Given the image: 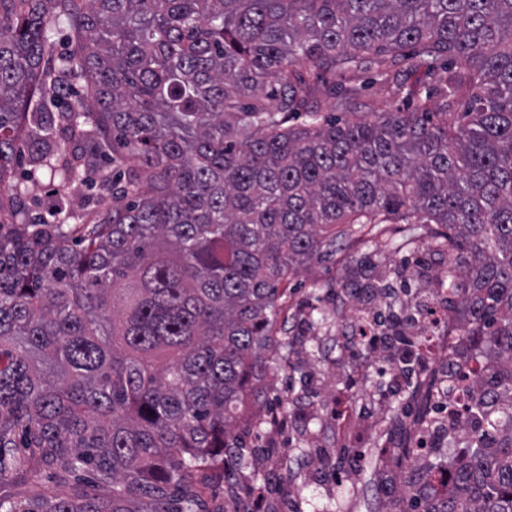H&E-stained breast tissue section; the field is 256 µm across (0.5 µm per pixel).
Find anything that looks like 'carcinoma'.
Segmentation results:
<instances>
[{"label":"carcinoma","instance_id":"cac0c4a2","mask_svg":"<svg viewBox=\"0 0 512 512\" xmlns=\"http://www.w3.org/2000/svg\"><path fill=\"white\" fill-rule=\"evenodd\" d=\"M384 53V81L422 70L396 88L414 109L322 115L327 76ZM79 78L83 124L26 111ZM57 118L112 129V174L63 154ZM20 127L57 192L112 207L29 223L0 197V512H216L205 492L240 454L237 409L261 398L280 285L355 224L445 229L466 335L497 344L485 385L512 393V0H0V188ZM353 294L399 303L378 281ZM470 421L460 495L409 512H512V409L480 394ZM85 471L112 495L5 493Z\"/></svg>","mask_w":512,"mask_h":512}]
</instances>
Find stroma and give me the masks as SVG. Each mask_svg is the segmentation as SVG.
I'll return each mask as SVG.
<instances>
[{"label":"stroma","instance_id":"1","mask_svg":"<svg viewBox=\"0 0 512 512\" xmlns=\"http://www.w3.org/2000/svg\"><path fill=\"white\" fill-rule=\"evenodd\" d=\"M415 75L394 74L393 85L379 81L375 68L353 75H339L337 86H362V100L371 112L406 108L404 94L396 85H410ZM20 191L17 204L30 216L55 223L54 204L86 213L96 202L86 187L72 185L65 199H58L56 185L42 174H31L27 160L10 165ZM443 230L429 225L407 240L402 225L386 224L381 230L353 241L323 262L300 266L281 300L275 360L262 372L267 394L247 400L237 418V432L244 447L239 460L229 465L228 482L209 489V497L224 512H250L256 493L275 500L279 512H401L405 496L399 495V470L381 465L379 447L393 438L403 416L422 414L411 392L395 397H376L357 403L355 421L363 427L380 422L384 439L363 443L352 450L350 441L336 437L334 412L337 394L347 392L350 375L340 355L336 338L351 322L353 301L344 288L356 270L357 261L389 271L404 308L413 307L421 295L432 292L445 297L448 287V253L440 248ZM419 268L421 278L404 280L401 266ZM351 477L337 485V471Z\"/></svg>","mask_w":512,"mask_h":512}]
</instances>
